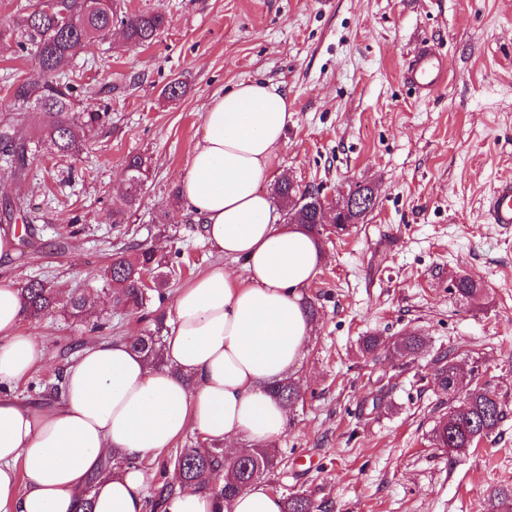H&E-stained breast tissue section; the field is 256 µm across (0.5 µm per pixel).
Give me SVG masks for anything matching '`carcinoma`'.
Listing matches in <instances>:
<instances>
[{
    "label": "carcinoma",
    "mask_w": 512,
    "mask_h": 512,
    "mask_svg": "<svg viewBox=\"0 0 512 512\" xmlns=\"http://www.w3.org/2000/svg\"><path fill=\"white\" fill-rule=\"evenodd\" d=\"M123 0H42L22 13L16 27L9 33L16 46L22 50L32 49L39 58L40 70L36 77L9 86L14 104L29 105L47 118L41 127V138H34L26 129L5 118L0 121V147L9 150L16 175L27 174L30 157L40 142L47 143L59 157L77 154L85 136L103 126L110 119L112 105L88 103L76 108L80 86L73 83L60 84L55 76L82 50L97 38L112 31L114 22H120L125 43L149 46L156 42L166 24L165 16L155 11L128 13L122 10ZM151 178V163L141 154L128 156L124 166L125 189L112 206V223L125 224L137 210L140 195ZM272 194L282 205L287 224H300L316 241H321L327 228L316 223L319 207L326 203L318 187L300 190L283 178L273 184ZM169 267L166 257L154 248L136 243L112 254L107 267V278L112 284V301L132 311L142 310L148 305L163 301L161 286L165 284L164 269ZM145 270L154 273L155 288L141 287L140 277ZM454 292L461 301L471 302L482 295V285L468 276L458 277ZM24 311L31 318L39 317L56 303L57 295L45 283L33 280L20 289ZM89 295L72 294L66 302L71 317L83 319L87 315ZM164 314L155 315L156 329L136 337L133 348L152 363L159 361L158 344L163 328ZM394 353L400 357L414 356L423 348L421 337L406 333L392 342ZM436 384L448 396V400L459 401V405L448 412V417L439 422L433 437L438 448L456 456H464L469 449L490 438L506 416L504 404L489 383H473L465 387L460 379L454 357L443 354L438 358ZM271 392L288 409H293L302 397L301 388L292 381L278 383ZM174 479L156 489L155 498L149 508L156 512L162 507L166 495L175 490L206 488L212 475L230 466L235 480L220 489L224 501H230L239 486L248 485L263 474L277 468L281 463L275 448H256L237 458L232 463L224 459L219 448L207 454L183 448L169 457ZM283 512H324V506L316 505L300 494L283 498ZM487 512H512V488H496L487 496Z\"/></svg>",
    "instance_id": "carcinoma-1"
}]
</instances>
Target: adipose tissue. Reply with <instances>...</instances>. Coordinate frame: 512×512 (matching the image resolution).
Returning <instances> with one entry per match:
<instances>
[{
  "label": "adipose tissue",
  "instance_id": "obj_1",
  "mask_svg": "<svg viewBox=\"0 0 512 512\" xmlns=\"http://www.w3.org/2000/svg\"><path fill=\"white\" fill-rule=\"evenodd\" d=\"M293 112L278 87L242 82L212 98L203 137L179 182L220 259L176 292L150 364L128 341L83 347L66 369L61 403L34 406L0 395V512H147L154 458L183 434L226 456L272 445L288 427L270 392L305 356L312 325L303 291L325 260L315 240L278 224L260 189L272 172ZM242 265L241 272L229 262ZM23 301L0 284V386L28 378L48 359L22 325ZM129 466L102 474L112 455ZM283 500L253 483L230 502L213 491L178 489L162 512H282Z\"/></svg>",
  "mask_w": 512,
  "mask_h": 512
}]
</instances>
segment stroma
I'll return each instance as SVG.
<instances>
[{"label":"stroma","mask_w":512,"mask_h":512,"mask_svg":"<svg viewBox=\"0 0 512 512\" xmlns=\"http://www.w3.org/2000/svg\"><path fill=\"white\" fill-rule=\"evenodd\" d=\"M129 11L165 14L148 47L118 35L97 41L67 71L112 118L72 158L44 150L27 180L0 160V203L31 210L16 224V253L0 280L31 279L93 292L102 328L73 320L57 303L27 324L48 362L13 386L18 397L55 403L52 387L88 343L142 334L140 315L115 310L106 282L113 251L163 245L176 273L166 294L217 260L178 181L202 135L200 112L242 81H269L288 95L293 118L263 184L287 177L340 198L373 186L375 209L341 234L324 235L326 260L307 300L319 314L296 370L302 399L276 446L280 466L261 483L302 494L330 512H487L491 488L512 487V226L488 223L494 188L512 180V0H127ZM437 47L449 81L424 97L403 68L421 42ZM32 51L0 49V119L37 133L41 114L14 109L6 84L37 73ZM187 91L171 101V81ZM150 157L152 176L125 224L113 223L125 159ZM484 288L459 301L453 277ZM424 340L397 358L392 338ZM380 344L364 353L362 340ZM454 351L463 379L482 376L507 415L463 457L432 442L448 398L437 358Z\"/></svg>","instance_id":"obj_1"}]
</instances>
